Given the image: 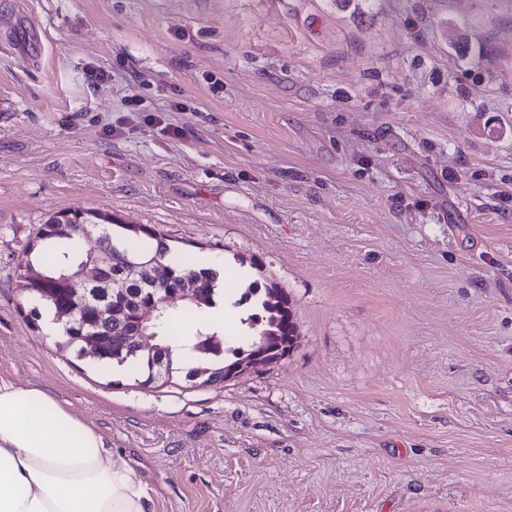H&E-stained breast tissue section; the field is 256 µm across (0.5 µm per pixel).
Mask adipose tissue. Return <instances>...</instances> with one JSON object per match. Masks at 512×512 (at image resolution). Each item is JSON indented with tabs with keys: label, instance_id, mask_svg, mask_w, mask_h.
I'll use <instances>...</instances> for the list:
<instances>
[{
	"label": "adipose tissue",
	"instance_id": "ef3b65f1",
	"mask_svg": "<svg viewBox=\"0 0 512 512\" xmlns=\"http://www.w3.org/2000/svg\"><path fill=\"white\" fill-rule=\"evenodd\" d=\"M0 512H155V500L81 418L0 378Z\"/></svg>",
	"mask_w": 512,
	"mask_h": 512
}]
</instances>
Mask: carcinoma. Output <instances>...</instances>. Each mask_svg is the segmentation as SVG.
Returning <instances> with one entry per match:
<instances>
[{"label":"carcinoma","mask_w":512,"mask_h":512,"mask_svg":"<svg viewBox=\"0 0 512 512\" xmlns=\"http://www.w3.org/2000/svg\"><path fill=\"white\" fill-rule=\"evenodd\" d=\"M101 221L109 223L111 219L93 212L82 217L69 216L65 210L56 212L39 229L36 236L40 241L54 243L46 255V268L43 269L45 280L37 283L23 282V292L27 298L51 309L55 320L64 321L62 347L75 351L79 357L86 355L81 340V325L85 322L86 314L76 311L78 303L60 287L57 279L63 273H72L81 265L96 260L97 255L92 249L83 248L86 240L84 226ZM119 228L134 233L141 246L132 251L112 245V239L108 235L100 240L101 245L112 255V262L106 264L101 271L103 279L124 280L127 282V288L125 294L112 299L111 322L99 328V331L113 337L112 347L93 355V358L104 364L119 365L131 362L141 365L147 368L149 382L168 377L174 365L172 345L167 335L169 325L177 319H190L199 325L193 346L197 358L196 366L187 371L186 377L189 379L203 377L207 383L224 381V368L230 366V362L226 359L217 360L222 351L220 341L217 335L208 332L207 329L210 320L208 308L213 305L216 279V273L212 271L200 270L195 273L193 287L201 290L204 296L203 302L186 303L178 310L167 312L161 319L156 329L157 335L161 336L156 350L143 352L137 346L134 337L124 336L121 327L139 306L149 303L154 293L161 290H175L183 287V284L180 281L181 270L178 265L165 259L168 247L156 230L143 227L137 232L122 224ZM124 255L138 261L144 265V268L138 272L131 270L122 260ZM274 290H276L274 284L261 288L258 282L253 281L247 286L243 299L247 301L259 292H264L260 305L265 316L261 318L255 316L251 321L254 323L263 321L265 333L272 336L279 333L284 336L286 331L293 329L295 322L293 316L285 314L279 304L271 302Z\"/></svg>","instance_id":"1"}]
</instances>
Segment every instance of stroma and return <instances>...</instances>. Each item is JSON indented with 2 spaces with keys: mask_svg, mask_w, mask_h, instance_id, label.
I'll use <instances>...</instances> for the list:
<instances>
[{
  "mask_svg": "<svg viewBox=\"0 0 512 512\" xmlns=\"http://www.w3.org/2000/svg\"><path fill=\"white\" fill-rule=\"evenodd\" d=\"M78 207L276 284L296 347L215 384L60 349L21 266ZM0 378L157 512H512V0H0Z\"/></svg>",
  "mask_w": 512,
  "mask_h": 512,
  "instance_id": "stroma-1",
  "label": "stroma"
}]
</instances>
